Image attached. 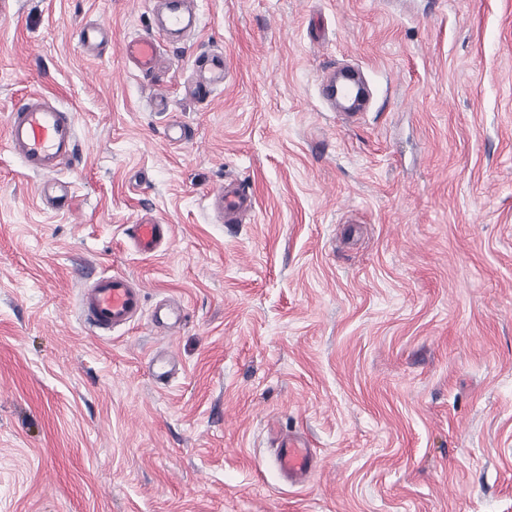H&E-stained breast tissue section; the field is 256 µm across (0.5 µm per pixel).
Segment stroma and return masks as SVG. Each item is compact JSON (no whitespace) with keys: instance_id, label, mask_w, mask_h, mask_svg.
<instances>
[{"instance_id":"obj_1","label":"stroma","mask_w":512,"mask_h":512,"mask_svg":"<svg viewBox=\"0 0 512 512\" xmlns=\"http://www.w3.org/2000/svg\"><path fill=\"white\" fill-rule=\"evenodd\" d=\"M194 5L173 39L158 0H0V512H512V0ZM31 93L76 115L67 210L6 144ZM231 179L240 224L208 199ZM113 273L143 314L102 335L79 300ZM274 429L310 441L304 484ZM122 54L132 58L143 73H149L156 62V44L147 38L130 39L122 46ZM214 206L224 223L240 224L250 217L256 208L257 198L250 187L236 180L224 184V191L214 195ZM170 232L168 224H131L127 228V236L135 249L146 255L158 252L161 242L167 240Z\"/></svg>"}]
</instances>
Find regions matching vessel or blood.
Instances as JSON below:
<instances>
[{"label":"vessel or blood","mask_w":512,"mask_h":512,"mask_svg":"<svg viewBox=\"0 0 512 512\" xmlns=\"http://www.w3.org/2000/svg\"><path fill=\"white\" fill-rule=\"evenodd\" d=\"M193 11L192 0H170L164 19L168 30L183 28ZM122 54L133 59L142 72H150L156 62V44L147 38L131 39L122 46ZM77 122L74 112L60 108L44 95L30 96L7 120V144L20 157L26 168L41 175L43 190L53 188V177L64 160L72 157L77 146ZM253 189L231 180L216 194L214 206L225 223L239 224L256 208ZM170 235L166 224H132L127 236L137 251L153 254ZM143 294L128 277L99 275L83 289L80 317L84 324L98 332H111L130 325L141 313ZM275 463L280 473L300 479L316 466L306 442L288 436L279 437Z\"/></svg>","instance_id":"obj_1"}]
</instances>
